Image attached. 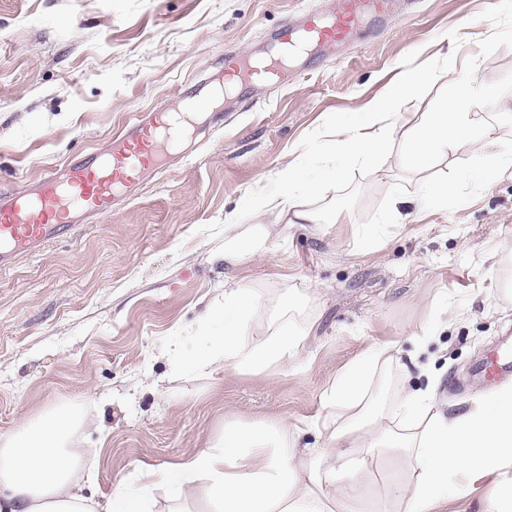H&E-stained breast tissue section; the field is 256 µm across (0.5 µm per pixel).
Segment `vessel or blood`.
<instances>
[{
  "mask_svg": "<svg viewBox=\"0 0 512 512\" xmlns=\"http://www.w3.org/2000/svg\"><path fill=\"white\" fill-rule=\"evenodd\" d=\"M396 0H340L328 15L313 11L297 24L273 34L272 54L279 70L310 46L346 43L364 20L388 18ZM226 75L249 82L263 73L249 57H226ZM224 101L223 77L186 86L177 104L166 112H148L112 139L108 152L47 170L22 191L0 187V270L20 255L39 251L50 241L71 237L89 218L112 212L127 187L138 177L156 174L180 149L199 112H212Z\"/></svg>",
  "mask_w": 512,
  "mask_h": 512,
  "instance_id": "1",
  "label": "vessel or blood"
}]
</instances>
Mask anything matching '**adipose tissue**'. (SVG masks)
Listing matches in <instances>:
<instances>
[{
	"label": "adipose tissue",
	"mask_w": 512,
	"mask_h": 512,
	"mask_svg": "<svg viewBox=\"0 0 512 512\" xmlns=\"http://www.w3.org/2000/svg\"><path fill=\"white\" fill-rule=\"evenodd\" d=\"M426 68L400 64L387 98L370 103L348 123H329L318 138L338 159L320 180L309 181L300 162L278 173L283 190L258 192L250 207L277 224H314L319 212L307 199L322 201L333 224L348 222L334 205L337 187L352 167H369L400 140L401 169L417 178L418 209H442L454 186L428 177L431 162L466 150L474 164L462 176L478 186L512 177V151L495 149V129L475 124L466 106L483 89L474 73L458 74L454 91L418 124H399ZM262 293L238 286L207 310L218 330L204 336L187 365L225 364L259 374L297 360L305 350L308 322L299 310L277 306L263 327L252 324L264 304ZM383 348L347 366L325 393L323 428L330 437L320 448H301L297 440L313 430L310 422L277 420L225 423L206 447L170 464L138 463L133 480L119 479L102 500L87 497L76 477L97 451L76 438L80 409L59 407L0 434V512H440L448 498L467 499L471 485L491 479L495 495L481 512H512V387H503L464 413L447 416L434 389L403 395L368 387L377 367L389 366ZM381 477L376 500L354 495L355 486Z\"/></svg>",
	"instance_id": "obj_1"
}]
</instances>
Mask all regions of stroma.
<instances>
[{"instance_id": "35a3bbf8", "label": "stroma", "mask_w": 512, "mask_h": 512, "mask_svg": "<svg viewBox=\"0 0 512 512\" xmlns=\"http://www.w3.org/2000/svg\"><path fill=\"white\" fill-rule=\"evenodd\" d=\"M335 0H0V184L23 190L46 169L104 151L140 113L164 108L190 80L210 76L225 54L261 53L271 30ZM512 19V0H418L366 29L352 44L312 58L287 82L253 87L225 111L194 155L146 179L109 214L67 240L0 271V434L59 405L79 407V438L99 448L86 492L108 494L139 462L173 463L225 423L315 420L324 393L364 352L394 346V366L373 386L435 384L455 415L512 385L475 368L512 347V301L490 271L495 244L512 245V179L496 180L447 209L411 212L376 246L353 225L377 223L395 191L420 185L399 170L397 151L380 177L353 168L336 194L345 224L267 225L269 251L224 259V215L249 194L272 191L275 174L310 150L324 121L344 120L384 96L400 63L448 71L429 75L402 110L405 126L474 71L488 91L473 118L494 116L512 97V35L484 43ZM260 289L300 308L307 348L291 365L260 374L191 369L203 317L226 287Z\"/></svg>"}]
</instances>
